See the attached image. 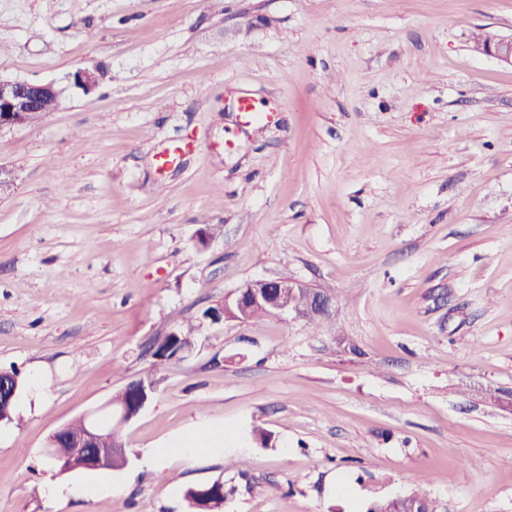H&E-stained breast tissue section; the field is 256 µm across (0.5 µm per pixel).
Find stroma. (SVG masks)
Returning a JSON list of instances; mask_svg holds the SVG:
<instances>
[{"label": "stroma", "mask_w": 512, "mask_h": 512, "mask_svg": "<svg viewBox=\"0 0 512 512\" xmlns=\"http://www.w3.org/2000/svg\"><path fill=\"white\" fill-rule=\"evenodd\" d=\"M480 30L512 35V0H0V77L63 89L0 130V369L43 378L0 427V512H187L217 480L221 512H512V66ZM280 278L335 289L330 316L156 365L177 322ZM146 378L123 469L44 456ZM213 423L226 448L170 450ZM60 478L118 492L46 498ZM219 482V481H218ZM214 482L209 485H202L188 488L185 492V499L188 502L191 512H199L201 505L212 504L207 507L213 512L219 511V504L227 500L236 492L235 487L225 488L224 484ZM207 489V490H205Z\"/></svg>", "instance_id": "obj_1"}]
</instances>
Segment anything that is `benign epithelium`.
Wrapping results in <instances>:
<instances>
[{
  "instance_id": "1",
  "label": "benign epithelium",
  "mask_w": 512,
  "mask_h": 512,
  "mask_svg": "<svg viewBox=\"0 0 512 512\" xmlns=\"http://www.w3.org/2000/svg\"><path fill=\"white\" fill-rule=\"evenodd\" d=\"M483 54L512 65V36L500 38L493 35L487 38ZM73 84L86 94L94 91L98 85L96 71H76ZM61 93L62 90L52 82L0 78V129L22 126L24 113L39 112L47 102L58 103ZM247 301L274 316L294 314L307 318L314 310L327 312L331 307L330 299L287 279L251 280L224 296L226 307L231 304L242 306ZM146 401L147 398H140L135 410L130 409L125 402H110L103 405L102 409L111 412L112 427L118 431L140 412ZM95 417L94 411L83 417V431L76 437L72 458L101 468L109 464L112 449L103 447V443L110 440V434L97 425Z\"/></svg>"
}]
</instances>
